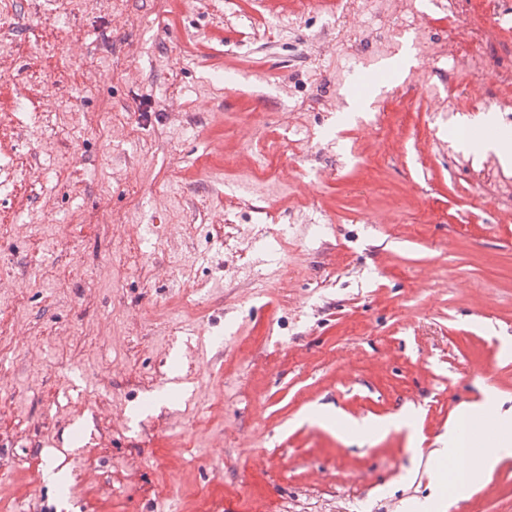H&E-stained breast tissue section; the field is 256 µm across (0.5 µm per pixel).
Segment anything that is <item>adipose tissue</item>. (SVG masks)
I'll list each match as a JSON object with an SVG mask.
<instances>
[{"label":"adipose tissue","mask_w":512,"mask_h":512,"mask_svg":"<svg viewBox=\"0 0 512 512\" xmlns=\"http://www.w3.org/2000/svg\"><path fill=\"white\" fill-rule=\"evenodd\" d=\"M498 408V403L490 399L458 408L454 419L448 424L447 440L434 451L436 458L448 463L447 468L436 472L438 483L452 484L455 493H463L471 472L477 469L493 472L504 459L512 456V439L506 437L494 441L489 447L478 448L479 433L468 423L470 415Z\"/></svg>","instance_id":"ef3b65f1"}]
</instances>
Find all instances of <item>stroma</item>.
I'll return each instance as SVG.
<instances>
[{
    "label": "stroma",
    "mask_w": 512,
    "mask_h": 512,
    "mask_svg": "<svg viewBox=\"0 0 512 512\" xmlns=\"http://www.w3.org/2000/svg\"><path fill=\"white\" fill-rule=\"evenodd\" d=\"M347 2L0 0V512H404L460 404L512 409V164L469 143L512 38L448 113L405 31L340 112ZM439 512H512V458Z\"/></svg>",
    "instance_id": "35a3bbf8"
}]
</instances>
